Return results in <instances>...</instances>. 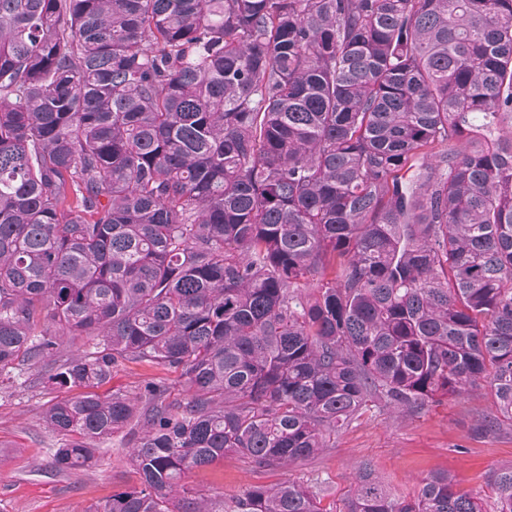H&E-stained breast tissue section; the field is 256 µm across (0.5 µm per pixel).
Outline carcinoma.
<instances>
[{
	"label": "carcinoma",
	"mask_w": 512,
	"mask_h": 512,
	"mask_svg": "<svg viewBox=\"0 0 512 512\" xmlns=\"http://www.w3.org/2000/svg\"><path fill=\"white\" fill-rule=\"evenodd\" d=\"M510 122L512 0H0V372L79 389L61 470L142 425L140 483L84 512H328L182 480L308 460L375 401L486 387L477 432L512 429ZM122 361L184 397L100 395ZM487 485L512 512V467ZM346 512L485 510L366 464Z\"/></svg>",
	"instance_id": "obj_1"
}]
</instances>
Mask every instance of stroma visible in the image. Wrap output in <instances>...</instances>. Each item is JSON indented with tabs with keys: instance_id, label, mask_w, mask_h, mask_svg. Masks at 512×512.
Masks as SVG:
<instances>
[{
	"instance_id": "obj_1",
	"label": "stroma",
	"mask_w": 512,
	"mask_h": 512,
	"mask_svg": "<svg viewBox=\"0 0 512 512\" xmlns=\"http://www.w3.org/2000/svg\"><path fill=\"white\" fill-rule=\"evenodd\" d=\"M48 370L46 362L35 361L0 374V512H82L138 482L130 457L132 433L101 443L90 466H53L61 438L48 429L45 410L71 391L48 383ZM150 383L165 386L172 396L181 394L178 372L130 361L114 368L102 391L135 395ZM490 407L489 396L479 389L468 399H444L400 419L375 408L309 460L273 470L228 452L220 461L191 469L185 483L192 496L228 505L251 487L290 481L326 488L325 503L342 510L358 466L367 463L397 493L413 490L434 472L448 473L491 512L486 478L512 466V432L474 436L479 413Z\"/></svg>"
}]
</instances>
